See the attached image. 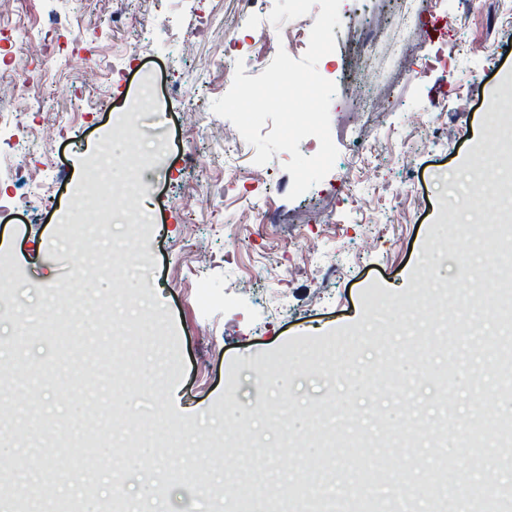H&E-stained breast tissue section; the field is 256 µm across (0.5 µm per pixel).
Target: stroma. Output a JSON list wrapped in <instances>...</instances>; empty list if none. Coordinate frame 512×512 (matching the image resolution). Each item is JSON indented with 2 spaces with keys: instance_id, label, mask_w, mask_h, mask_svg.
Here are the masks:
<instances>
[{
  "instance_id": "obj_1",
  "label": "stroma",
  "mask_w": 512,
  "mask_h": 512,
  "mask_svg": "<svg viewBox=\"0 0 512 512\" xmlns=\"http://www.w3.org/2000/svg\"><path fill=\"white\" fill-rule=\"evenodd\" d=\"M486 0L470 11L447 0V25L404 40L388 34L371 68L357 63L348 26L318 72L377 93L395 63L417 70L395 87L377 126L336 140L337 165L288 199V153L265 164L263 184L227 186L224 170L250 167L252 145L224 154L232 123L211 113L224 94V34L245 63L266 55L241 29L244 0H0V22L24 37L0 50V104L14 75L42 73L37 135L21 178L0 181L19 199L0 210V512H228L241 485L256 512L287 500L298 512L332 503L341 473L365 459L379 476L365 491L374 512L404 485L417 512L437 460L451 484L512 491V465L472 467L455 429L512 417L492 349L506 332L492 265L474 235L512 211V196L486 203L481 181L512 170V114L493 130L490 102L512 106V18ZM97 28L112 79L78 64L79 27ZM191 40H184L186 32ZM195 111L181 89L196 80ZM156 109L133 117L114 145L108 223L96 224L78 186L121 113L140 96ZM82 105L75 128L47 127ZM351 169L354 185L342 181ZM70 170V179L60 177ZM210 195L199 198L200 173ZM46 177V209L27 183ZM275 224H252L257 209ZM301 215V224L289 223ZM58 317L55 334L45 321ZM467 338L469 361L438 349ZM39 392L29 410L30 389ZM137 419L156 421L126 455ZM406 435L409 465L385 479L380 443ZM38 453L43 468L20 470ZM95 462L94 489L75 475ZM70 471L57 481L58 471Z\"/></svg>"
}]
</instances>
